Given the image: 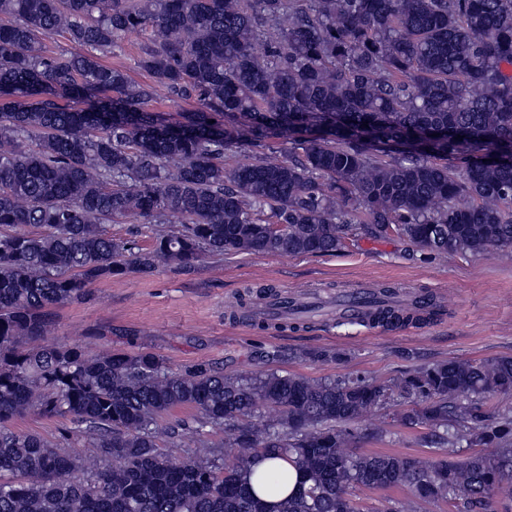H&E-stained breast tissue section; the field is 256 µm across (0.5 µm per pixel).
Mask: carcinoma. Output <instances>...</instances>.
<instances>
[{"label":"carcinoma","instance_id":"carcinoma-1","mask_svg":"<svg viewBox=\"0 0 512 512\" xmlns=\"http://www.w3.org/2000/svg\"><path fill=\"white\" fill-rule=\"evenodd\" d=\"M151 30L139 66L199 109L176 126L144 110L153 87L102 62ZM75 50L45 54L39 35ZM117 97L104 101L102 93ZM0 512H360L356 488H406L396 512L512 491V416L480 403L512 395V358L421 365L400 380L262 370L174 369L157 354L41 342L58 307L98 281L211 255L324 254L357 230L423 251L512 249V0H0ZM87 102L89 108L60 99ZM290 144L228 167L226 154ZM285 231L273 235L264 211ZM151 247L105 224L136 218ZM371 303L386 326L435 314L392 287ZM393 421L433 448L491 456L420 461L353 450L355 425L394 396ZM275 407L279 415L262 414ZM176 408L189 419L162 426ZM69 417L97 463L12 422ZM224 430L225 457L207 436ZM184 434L179 458L161 444ZM266 459L288 472L259 468ZM276 501H270V498Z\"/></svg>","mask_w":512,"mask_h":512}]
</instances>
